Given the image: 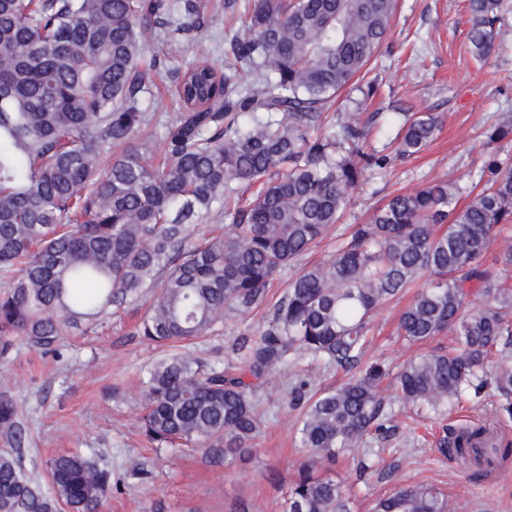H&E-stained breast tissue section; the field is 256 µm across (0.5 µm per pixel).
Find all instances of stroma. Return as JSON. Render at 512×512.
I'll list each match as a JSON object with an SVG mask.
<instances>
[{"label": "stroma", "mask_w": 512, "mask_h": 512, "mask_svg": "<svg viewBox=\"0 0 512 512\" xmlns=\"http://www.w3.org/2000/svg\"><path fill=\"white\" fill-rule=\"evenodd\" d=\"M400 3L372 71L380 96L368 101L358 118L376 119L382 129L392 105L404 103L416 112L441 113L442 127L425 152L367 172L342 218L346 225L366 222L393 194L432 180L456 182L459 206L469 204L477 173L493 151L484 132L512 114V13L501 21L495 50L481 64L467 38L472 17L466 0ZM342 241L339 230L330 231L275 277L259 308L217 322L207 336L180 344V352L219 370L240 366L241 346L267 320L289 281L328 261ZM152 297V290H145L117 314L68 327L61 356L21 341L0 366V385L22 406L29 434L23 454L27 474L47 482L46 460L78 450L123 481L102 512H283L288 486L307 458L297 433L301 412L286 399L288 378L300 367L310 371L315 389L324 390L347 382L348 373L303 355L297 367L269 375L254 396L260 430L251 454L224 462L183 446L156 447L141 430V391L161 351L138 332ZM403 306L398 300L378 310L365 355L389 372L379 386L391 417L390 431L378 442L380 452L342 455L323 462L322 471L349 483L352 512H372L394 488L421 483L443 490L453 512H512V459L485 470L461 464L452 448L461 429L485 422L512 442L507 399L489 390L480 405L466 400L440 416L404 404L393 389L399 365L419 352L447 349L451 337L406 345L396 333ZM134 463L140 475H131ZM363 463L369 466L364 474Z\"/></svg>", "instance_id": "35a3bbf8"}]
</instances>
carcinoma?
I'll return each mask as SVG.
<instances>
[{
  "instance_id": "obj_1",
  "label": "carcinoma",
  "mask_w": 512,
  "mask_h": 512,
  "mask_svg": "<svg viewBox=\"0 0 512 512\" xmlns=\"http://www.w3.org/2000/svg\"><path fill=\"white\" fill-rule=\"evenodd\" d=\"M509 0H468L473 55L492 52ZM204 0H0V363L18 337L61 354L65 328L137 299L155 298L139 333L159 347L205 335L224 316L259 307L276 274L338 223L366 172L423 152L437 112H397L394 151L368 150L367 125L349 112L376 95L365 80L397 0H254L229 40L224 71L201 49ZM167 30L168 39L155 41ZM192 55L170 73L180 109L167 116L165 153L146 134L142 97L172 46ZM512 136V116L486 132ZM482 189L457 207L446 180L392 196L326 263L302 271L244 345L237 374L165 354L144 388L143 434L157 445L194 442L241 456L259 432L253 396L290 357L310 355L346 373L301 419L309 449L284 512H351L344 481L316 473L325 460L383 435L385 365L362 360L375 311L424 280L398 320L422 343L450 333L457 346L420 353L399 368L403 401L440 414L493 388L512 396V287L484 264L495 228L512 224V157L495 152ZM259 185L240 203L239 193ZM231 218L224 234L191 243L190 227ZM481 303L467 308L466 284ZM312 377L294 374L289 403L305 401ZM0 512H101L116 486L89 456L47 462L50 488L25 474L21 406L0 389ZM375 512H451L426 485L398 487Z\"/></svg>"
}]
</instances>
